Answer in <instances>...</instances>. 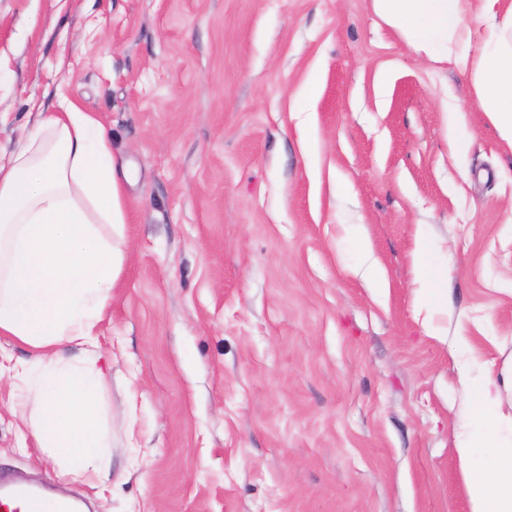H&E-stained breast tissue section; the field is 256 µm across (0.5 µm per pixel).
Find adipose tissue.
Segmentation results:
<instances>
[{"label":"adipose tissue","instance_id":"ef3b65f1","mask_svg":"<svg viewBox=\"0 0 512 512\" xmlns=\"http://www.w3.org/2000/svg\"><path fill=\"white\" fill-rule=\"evenodd\" d=\"M374 14L419 57L468 73L478 111L512 145V0H371ZM482 17L474 35L469 16ZM124 222L112 144L101 124L70 100L39 112L0 162V335L32 348L24 381L38 398L30 433L64 473L106 482L110 455L95 424L105 383L87 349L112 304ZM434 246L415 240L416 301L429 314L444 303L431 262ZM80 348L70 357L67 347ZM458 384L469 396L456 448L470 512H512V359L472 375L470 337L452 342Z\"/></svg>","mask_w":512,"mask_h":512}]
</instances>
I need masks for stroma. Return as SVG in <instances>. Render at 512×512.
<instances>
[{
    "label": "stroma",
    "instance_id": "stroma-1",
    "mask_svg": "<svg viewBox=\"0 0 512 512\" xmlns=\"http://www.w3.org/2000/svg\"><path fill=\"white\" fill-rule=\"evenodd\" d=\"M0 148L65 95L126 168L122 264L96 328L112 478L38 448L34 352L0 335V472L88 512H469L465 402L435 324L512 355V147L468 75L371 0H0ZM465 112L462 149L448 109ZM363 225L385 284L367 285ZM434 246L423 232L419 231L415 240L416 301L420 310L426 311L423 321L427 336H439L432 323L431 313L444 303V291L441 276L431 262Z\"/></svg>",
    "mask_w": 512,
    "mask_h": 512
}]
</instances>
